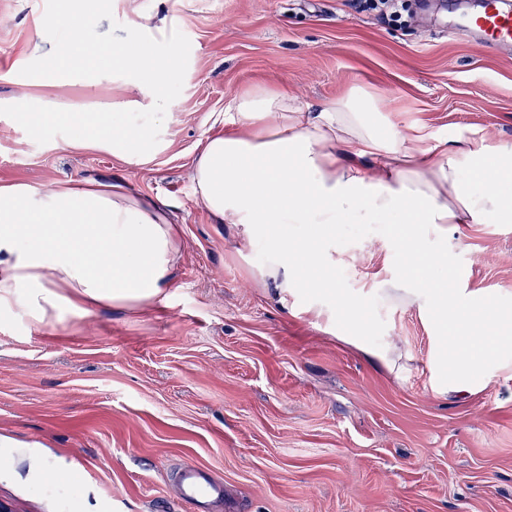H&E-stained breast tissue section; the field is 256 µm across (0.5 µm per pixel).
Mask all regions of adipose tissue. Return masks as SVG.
<instances>
[{
	"label": "adipose tissue",
	"mask_w": 512,
	"mask_h": 512,
	"mask_svg": "<svg viewBox=\"0 0 512 512\" xmlns=\"http://www.w3.org/2000/svg\"><path fill=\"white\" fill-rule=\"evenodd\" d=\"M48 25L56 39L35 83L67 79L66 62L82 59L98 69L113 64L129 75L150 111L147 123H128L133 101L121 96L108 112H55L31 96L14 105V118L35 136L59 130L67 146L112 153L129 166L148 161L174 100L164 91L179 76L178 58H155L136 40L111 47L95 38L79 16L63 10ZM376 96L352 90L314 112L287 90L253 87L231 100L224 127L207 135L191 162L194 197L215 224H240L262 241L259 275L280 304L298 291L310 311L324 315L321 299L333 288L301 286L288 248L297 225L316 226L318 246L307 265L328 271L334 224H398L427 280L405 288L434 335L497 322L503 312L482 301L460 306L448 283L431 278L446 267L447 248L425 243L427 224H511L512 145L483 135L440 139L425 127L379 114ZM180 242L164 203L133 193L124 178L56 182L44 188L0 185V321H33L82 303L139 308L167 297L175 286ZM440 382L458 388L485 380V358L461 350L455 369L441 353L429 361Z\"/></svg>",
	"instance_id": "1"
}]
</instances>
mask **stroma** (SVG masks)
Listing matches in <instances>:
<instances>
[{
	"label": "stroma",
	"instance_id": "1",
	"mask_svg": "<svg viewBox=\"0 0 512 512\" xmlns=\"http://www.w3.org/2000/svg\"><path fill=\"white\" fill-rule=\"evenodd\" d=\"M405 2L392 18L346 0H96L84 22L113 45L152 38L144 24L166 8L180 17L165 146L129 167L14 120L6 104L25 92L100 111L126 76L108 65L29 85L33 48L65 2L0 0V184L122 174L167 203L181 241L163 300L0 323V499L16 512H196L175 490L186 462L223 481L214 512H512V356L490 361L487 381L434 390L440 344L391 293L410 275L409 242L389 229L336 239L330 276L358 318L287 312L241 228L194 201L200 142L256 84L317 109L363 88L436 136L512 144V51L448 36L478 0ZM423 234L447 247L461 300L512 307V223Z\"/></svg>",
	"mask_w": 512,
	"mask_h": 512
}]
</instances>
